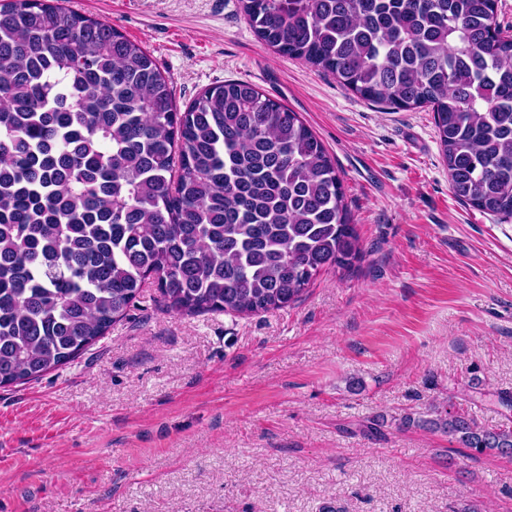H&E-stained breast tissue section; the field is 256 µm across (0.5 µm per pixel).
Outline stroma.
<instances>
[{"mask_svg":"<svg viewBox=\"0 0 512 512\" xmlns=\"http://www.w3.org/2000/svg\"><path fill=\"white\" fill-rule=\"evenodd\" d=\"M68 5L147 50L178 106L231 80L298 112L362 257L259 316H180L144 289L73 362L0 387V512H512V455L401 423L512 428V219L454 197L432 112L275 55L239 0Z\"/></svg>","mask_w":512,"mask_h":512,"instance_id":"1","label":"stroma"}]
</instances>
